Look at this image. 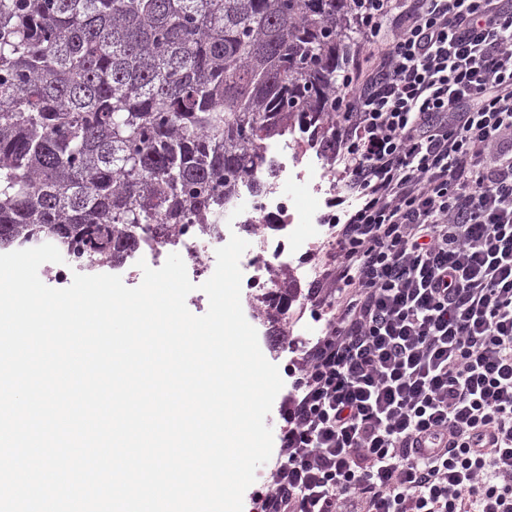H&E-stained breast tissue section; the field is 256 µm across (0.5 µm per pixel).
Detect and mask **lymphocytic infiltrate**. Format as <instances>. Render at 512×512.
<instances>
[{
    "instance_id": "obj_1",
    "label": "lymphocytic infiltrate",
    "mask_w": 512,
    "mask_h": 512,
    "mask_svg": "<svg viewBox=\"0 0 512 512\" xmlns=\"http://www.w3.org/2000/svg\"><path fill=\"white\" fill-rule=\"evenodd\" d=\"M322 334L249 512H512V0H359Z\"/></svg>"
}]
</instances>
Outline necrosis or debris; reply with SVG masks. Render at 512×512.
<instances>
[{
  "instance_id": "4bbe7bcc",
  "label": "necrosis or debris",
  "mask_w": 512,
  "mask_h": 512,
  "mask_svg": "<svg viewBox=\"0 0 512 512\" xmlns=\"http://www.w3.org/2000/svg\"><path fill=\"white\" fill-rule=\"evenodd\" d=\"M275 159L277 174L268 179L267 186L260 194L251 196L250 208L237 212L236 202L225 205V213H237L241 224H272L276 231L257 236L252 248L241 257V288L250 309H260L262 302L275 294L283 285L282 272L290 270L295 278L319 279L318 265L306 263L305 257L315 242L323 240L326 225L317 212H303L293 204V196L284 191L285 183L296 184L305 189L315 203H323L332 184L327 167L315 164L308 156L307 149L298 137H291L289 143L277 145ZM230 238L229 232L221 236L211 235L202 224L187 223L177 226L169 241H154L142 247L134 256L113 266V274L119 275L123 283L134 285L138 282V260L148 258L154 264H161L166 253L173 248L182 250L188 259L186 266L192 282L202 283L209 279L216 267L217 248Z\"/></svg>"
}]
</instances>
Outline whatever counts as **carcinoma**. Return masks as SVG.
I'll use <instances>...</instances> for the list:
<instances>
[{
    "instance_id": "obj_1",
    "label": "carcinoma",
    "mask_w": 512,
    "mask_h": 512,
    "mask_svg": "<svg viewBox=\"0 0 512 512\" xmlns=\"http://www.w3.org/2000/svg\"><path fill=\"white\" fill-rule=\"evenodd\" d=\"M353 0H0V249L92 272L212 230L267 141L333 150Z\"/></svg>"
}]
</instances>
